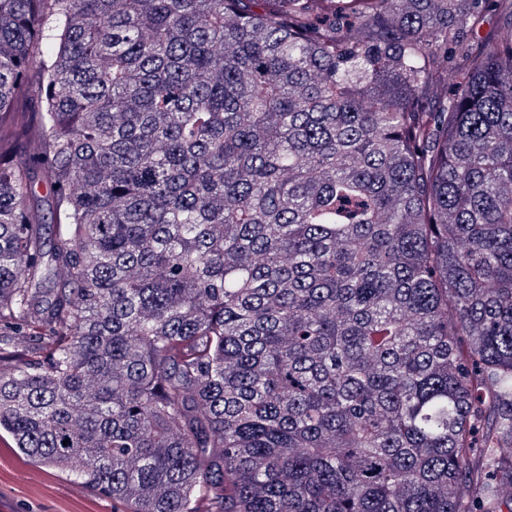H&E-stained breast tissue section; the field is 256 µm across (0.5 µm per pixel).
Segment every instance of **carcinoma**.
Listing matches in <instances>:
<instances>
[{
	"mask_svg": "<svg viewBox=\"0 0 512 512\" xmlns=\"http://www.w3.org/2000/svg\"><path fill=\"white\" fill-rule=\"evenodd\" d=\"M0 437L117 512H512V0H0Z\"/></svg>",
	"mask_w": 512,
	"mask_h": 512,
	"instance_id": "carcinoma-1",
	"label": "carcinoma"
}]
</instances>
